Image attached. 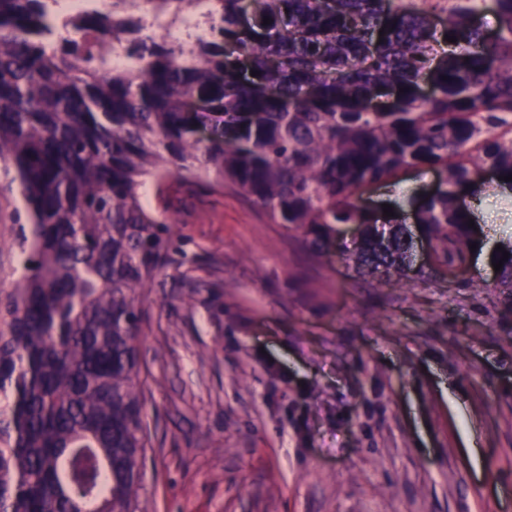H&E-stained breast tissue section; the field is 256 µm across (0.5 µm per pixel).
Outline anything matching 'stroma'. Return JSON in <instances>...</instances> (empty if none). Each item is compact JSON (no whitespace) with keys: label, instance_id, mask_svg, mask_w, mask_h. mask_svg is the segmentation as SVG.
Instances as JSON below:
<instances>
[{"label":"stroma","instance_id":"35a3bbf8","mask_svg":"<svg viewBox=\"0 0 512 512\" xmlns=\"http://www.w3.org/2000/svg\"><path fill=\"white\" fill-rule=\"evenodd\" d=\"M437 181L412 169L366 202ZM141 196L169 228L139 297L147 512H512V312L490 261L512 197L484 203L467 274L379 280L237 188L173 173ZM25 221L0 173V289Z\"/></svg>","mask_w":512,"mask_h":512}]
</instances>
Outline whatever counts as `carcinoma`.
Masks as SVG:
<instances>
[{"mask_svg":"<svg viewBox=\"0 0 512 512\" xmlns=\"http://www.w3.org/2000/svg\"><path fill=\"white\" fill-rule=\"evenodd\" d=\"M333 2L153 0L171 19L204 4L219 17L185 47L112 0L72 17L50 50L47 0H0V162L28 221L22 271L0 295V512H142L137 293L165 265L168 228L141 201V177L233 185L304 230L312 252L333 246L363 274L405 277L411 230L378 227L360 200L435 168L442 181L414 207L436 269L481 249L459 198L512 194V0ZM120 36L122 67L94 52ZM244 67L259 75L242 79ZM190 98L204 108L186 111ZM204 123L217 125L208 146ZM341 224L360 227L354 247L335 238ZM491 258L512 311V243Z\"/></svg>","mask_w":512,"mask_h":512,"instance_id":"carcinoma-1","label":"carcinoma"}]
</instances>
